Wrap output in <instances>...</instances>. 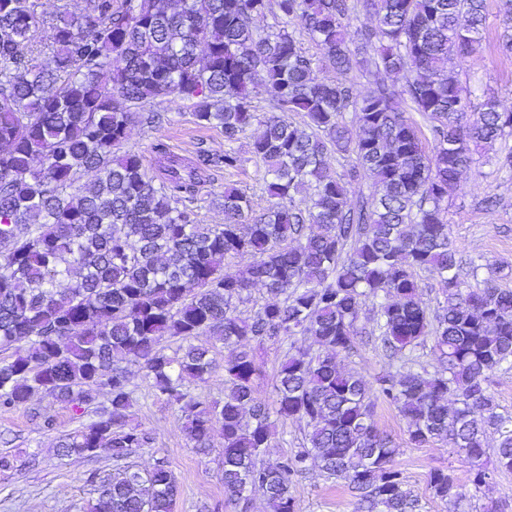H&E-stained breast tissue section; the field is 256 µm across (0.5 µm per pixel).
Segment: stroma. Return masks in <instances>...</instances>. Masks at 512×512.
<instances>
[{
  "label": "stroma",
  "mask_w": 512,
  "mask_h": 512,
  "mask_svg": "<svg viewBox=\"0 0 512 512\" xmlns=\"http://www.w3.org/2000/svg\"><path fill=\"white\" fill-rule=\"evenodd\" d=\"M500 0H486L487 23L480 52L468 62H453L464 96L478 104L483 93L495 94L505 110H512V54H503L498 35L506 19L499 10ZM150 109L167 113L169 120L151 129L132 125L123 148L139 153L146 171L157 174L155 144H164L177 156L192 159L203 150H224L221 130L198 125L190 102L156 100ZM242 156L241 166L233 172L214 171L197 195L194 209L203 224L224 221L221 206L225 185L247 193L255 212L270 204L264 191V165L253 155L248 139L235 144ZM512 150V137L483 149L472 169L462 176L456 194L448 202L449 231L463 263L479 266L477 276H465L466 287H475L488 275V267L500 268L499 287L512 289V169L499 167L497 159ZM497 199L494 207H485V197ZM131 386L136 401L131 408V422L151 432L154 444L145 449L146 460L162 459L174 474L179 494L173 512H200L208 505L210 512H235L224 501L220 480L223 461V437L214 434L212 446L199 453L192 448L174 407L155 395L144 373L132 368ZM52 426H45V418ZM92 411L78 412L66 403L45 394L35 395L30 407L0 409V454L12 455L16 464L0 472V512H81L85 501L95 491L87 477L92 471L113 473L115 465L105 450L91 456L61 457L56 452L59 439L74 429L93 421ZM379 431L398 448L396 467L421 500V512H448L446 504L433 499L427 488L432 471H451L457 483L471 497L465 512H482L485 505H496L497 512H512V472H492L481 491L471 484L472 465L464 455L442 443L422 448L407 441L406 425L394 408L381 405L376 412ZM293 496L297 512H357V498L348 486L315 476L294 481Z\"/></svg>",
  "instance_id": "obj_1"
}]
</instances>
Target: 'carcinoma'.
<instances>
[{"label": "carcinoma", "mask_w": 512, "mask_h": 512, "mask_svg": "<svg viewBox=\"0 0 512 512\" xmlns=\"http://www.w3.org/2000/svg\"><path fill=\"white\" fill-rule=\"evenodd\" d=\"M38 0H0V407L42 392L97 419L65 436L63 456L109 451L118 472H91L89 512H172L177 485L165 461L129 463L152 434L128 423L127 365L184 420L192 447L224 438L225 501L259 489L272 512H297L293 480L315 471L357 493L361 512H420L395 467L399 453L375 423L394 407L417 448L444 442L470 461L494 458L512 472V414L498 412L491 375L512 370V289L483 280L465 288L448 230V200L480 149L512 136V112L489 96L475 110L448 60L476 54L485 0H363L373 26L351 29L354 0H77L47 15ZM267 13L275 26L260 30ZM296 19L320 51L288 30ZM327 62L348 75L383 72L402 83L431 123L433 146L385 82L361 93L318 78ZM263 91L273 111L255 112ZM178 98L196 120L224 131L222 154L184 162L156 145L159 175L136 152L116 154L133 121H168L142 104ZM305 117L306 129L288 121ZM247 137L274 199L257 214L241 189L224 187V223L201 224L188 205L214 168L231 172ZM352 158L349 178L370 181L354 201L334 156ZM85 173L94 180L80 185ZM310 191L307 198L295 195ZM252 257L230 270L237 259ZM444 285L429 311L419 273ZM262 284L275 301L237 314ZM370 334L393 373L369 381L343 369L367 299ZM209 335L224 345V400L192 395L206 379L210 347L167 339ZM307 336L311 345L295 341ZM439 354L431 371L417 350ZM288 346L276 372L274 407L255 396L253 350ZM305 425L302 447L266 461L278 422ZM499 435L489 449L487 430ZM432 496L450 512L467 494L449 472L431 473Z\"/></svg>", "instance_id": "obj_1"}]
</instances>
